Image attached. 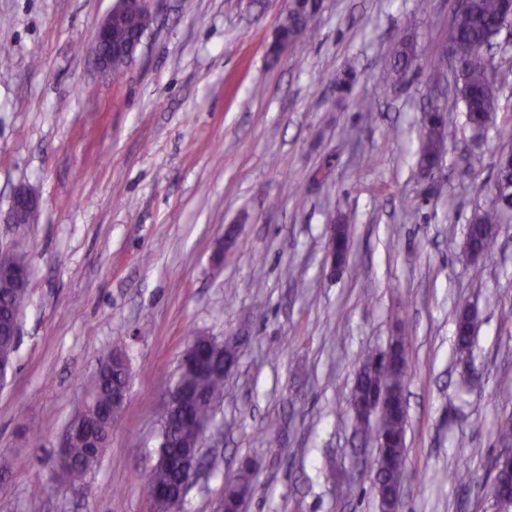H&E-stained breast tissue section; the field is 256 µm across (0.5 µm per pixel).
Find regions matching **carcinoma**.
<instances>
[{"instance_id": "obj_1", "label": "carcinoma", "mask_w": 512, "mask_h": 512, "mask_svg": "<svg viewBox=\"0 0 512 512\" xmlns=\"http://www.w3.org/2000/svg\"><path fill=\"white\" fill-rule=\"evenodd\" d=\"M502 0H469L467 8L455 18L451 39L458 53L456 69V92L464 104L466 123L469 128L475 124L492 119L499 108V98L487 88V61L482 48L489 43L501 20ZM317 9L306 3L288 13L279 26L282 39H295L304 35L315 22ZM416 46L409 38H400L394 42L389 66L382 80L387 86L400 82L415 61ZM455 136L454 128L435 117L424 123L420 133V170L439 167L444 145ZM505 211L496 203L474 213L471 219L472 235L479 248L491 254L496 246V238L484 232V226L503 223ZM28 303V288L15 284L4 277L0 278V346L15 348L17 337L11 335L8 326L14 317L22 315ZM467 320L464 309L456 313V347L460 361H470L473 343L471 338L461 334ZM205 344H217L221 349L214 352L210 366L200 370H186L178 373L175 385L190 390H198L206 398L202 404H188L183 413L172 418H161L160 449L203 445L206 431L201 429L197 420L212 419L215 403L224 399V365H230L237 358L236 342L226 340L218 342L209 336H193L189 339L186 353L194 354V347ZM401 364L388 370L374 372L370 370L374 351H366L361 357V368L351 389L349 402L364 399L375 392L388 396L402 387L408 379L410 364L406 351L399 352ZM130 380L129 368L119 355L106 353L99 360L96 371L91 375L86 387L84 408L86 433L72 440L68 448L70 466L64 470L65 478L72 487L85 483L86 476L98 463L104 449L110 443L112 424L118 418L112 410V397L117 391L126 390ZM406 417L396 404L387 403L379 410L378 432L389 436L404 435ZM405 448L399 447L394 440L389 447L383 448L378 457L379 474L376 488L378 508L389 509L397 502L399 482L404 470ZM178 474L164 465L152 468L143 479V488L147 497L158 492H168L176 488ZM257 485L254 482V467L251 461L243 460L236 473L224 483V505L237 509L255 495Z\"/></svg>"}]
</instances>
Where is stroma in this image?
<instances>
[{
	"label": "stroma",
	"mask_w": 512,
	"mask_h": 512,
	"mask_svg": "<svg viewBox=\"0 0 512 512\" xmlns=\"http://www.w3.org/2000/svg\"><path fill=\"white\" fill-rule=\"evenodd\" d=\"M417 2L323 0L277 53L289 0H161L112 80L93 47L114 0H0V248L20 232L30 243L29 303L0 384V451L22 465L0 476V512H151L139 477L192 333L237 340L240 357L180 512H211L245 456L258 486L247 512H377V449L354 434L348 400L361 352L395 336L411 361L399 512H495L486 485L512 416V233L476 262L464 245L512 148V92L473 140L451 73L433 68L456 0ZM404 36L418 56L384 86ZM359 97L374 110L357 111ZM436 103L456 139L429 181L418 131ZM22 186L40 211L20 231L6 217ZM341 213L352 249L335 274L325 242ZM463 306L479 313L467 366L454 351ZM117 343L125 408L86 487L65 486L46 460ZM463 463L466 486L450 477Z\"/></svg>",
	"instance_id": "1"
}]
</instances>
